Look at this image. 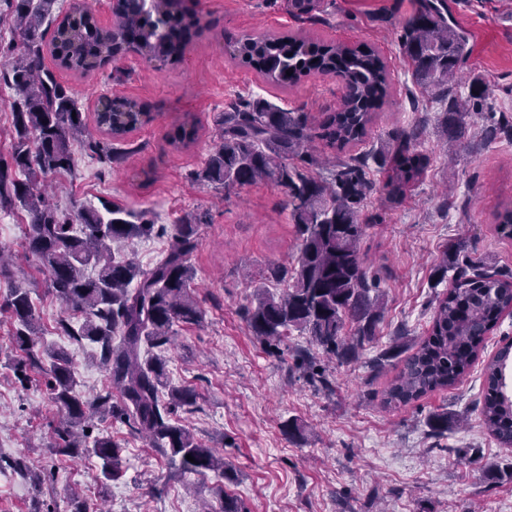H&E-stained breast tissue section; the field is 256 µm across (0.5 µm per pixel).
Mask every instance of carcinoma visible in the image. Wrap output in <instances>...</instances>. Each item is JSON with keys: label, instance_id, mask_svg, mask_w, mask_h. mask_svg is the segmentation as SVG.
Listing matches in <instances>:
<instances>
[{"label": "carcinoma", "instance_id": "obj_1", "mask_svg": "<svg viewBox=\"0 0 512 512\" xmlns=\"http://www.w3.org/2000/svg\"><path fill=\"white\" fill-rule=\"evenodd\" d=\"M8 2L23 54L0 69V79L17 94L11 112V150L0 154V211L19 207L27 212L28 248L47 274L48 288L79 320L75 328L71 318L62 319L58 330L78 342L99 345L100 364L109 381L88 399L76 391L68 360L48 352L46 391L64 411L56 428V451L94 456L100 461L102 484L119 480L120 444L104 434L87 441L94 420H111L150 439L164 455L179 460L184 471L224 475L228 464L223 455L204 446L176 418L178 410L195 404V391L170 385L161 358L140 355L143 344L169 345L174 325L202 320L187 259L196 246L198 225H177L166 256L147 270L113 246L160 234L163 228L156 227L148 211L104 202L100 210L82 206L71 213L53 204L44 186L46 176L74 169L73 144L87 133L76 92L45 66L44 54L82 76L127 53L174 65L182 62L187 46L210 21L198 10L197 0H115V21L107 29L100 26L87 0H70L58 16L59 0ZM321 2L288 0V12L311 18ZM401 45L417 84L448 102V127L460 125L462 111L449 94L468 55L466 36L426 0L405 22ZM228 53L275 87H292L311 74L333 75L343 82L340 107L316 126L300 109L260 98L239 99L219 113L216 142L195 179L225 189L263 179L286 189L291 218L302 235L298 266L290 272L272 271L276 281L289 275L293 283L279 294L260 289L256 305L246 311L247 324L254 335L276 342L298 330L325 353L353 358L375 339L381 320L359 250L368 229L360 223L358 210L371 187L367 157L336 162L329 179L312 176L304 167L318 164L313 154L317 139L340 151L364 141L390 95L387 64L371 46L350 47L300 34L247 36L229 43ZM288 70L292 75L286 74ZM152 120L146 104L104 94L98 99L95 127L110 143L88 140L85 149L99 162H114L121 157L119 145ZM198 130V121L187 114L172 124L166 140L175 150L187 149ZM419 136L416 128L396 133L383 151L373 155L386 173L384 186L394 201L403 198L427 168V157L411 149ZM493 219L500 232L512 228V203L497 209ZM450 271L452 287L435 297L429 329L402 359L400 372L384 393L388 406H405L454 387L470 373L501 316L512 309V280L478 270L462 242L446 249L436 268L441 280ZM0 311L10 321L12 339L32 363H38L39 316L29 290L10 289ZM349 322L354 324L350 337L345 333ZM511 361L509 340L483 368V422L505 448L512 447V394L506 390L503 370ZM452 425L446 412L428 420L438 438ZM188 454L195 462L186 459ZM9 468L29 477L37 490L45 481L20 459Z\"/></svg>", "mask_w": 512, "mask_h": 512}]
</instances>
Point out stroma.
<instances>
[{"label": "stroma", "instance_id": "1", "mask_svg": "<svg viewBox=\"0 0 512 512\" xmlns=\"http://www.w3.org/2000/svg\"><path fill=\"white\" fill-rule=\"evenodd\" d=\"M421 0H324L317 19H297L286 0H200L213 25L193 41L175 66L136 55L106 63L83 77L46 67L72 87L86 119L100 95H124L148 104L152 121L130 136L136 151L120 164L92 159L75 143V168L46 179L55 204L100 206L109 202L149 211L165 227L162 237L137 240L120 251L143 268L165 254L177 224L199 220L190 253L194 296L202 320L173 328L172 343L158 349L171 385L192 388L196 403L181 418L205 445L234 467L231 478L183 471L126 425L105 423L101 433L123 448L124 477L99 498L100 462L55 452L54 427L61 412L48 397L40 366L0 325V460L26 461L52 473L41 493L12 470L0 471V512H71L69 492L82 490L89 512H201L224 497L242 501L248 512H512V448L500 447L480 414L483 378L473 369L455 387L411 404L384 406L395 367L376 359L391 346L406 348L423 336L434 314V298L445 292L434 268L446 246L463 240L486 270L512 274V239L495 231L493 214L512 201V0H442L444 13L469 36L470 54L452 88L466 101L472 81L488 84L490 99L470 106L454 138H447L446 107L427 95L412 76L400 35ZM303 32L350 46L370 44L385 59L391 94L365 141L346 149L357 156L382 149L391 136L419 128L417 152L429 161L424 176L399 201L388 198L382 174L359 208L369 229L360 244L372 298L382 309L375 340L352 360H333L324 382L310 381L300 368L321 360L309 336L291 331L268 343L255 336L245 311L255 289L277 290L273 268L298 264L302 238L281 186L260 181L229 190L196 182L214 146V120L236 96L263 98L300 108L313 120L340 106L345 89L330 76L309 75L290 88L263 82L226 53L227 41L245 36ZM192 113L202 128L195 144L173 150L165 141L171 125ZM499 126L494 140L485 127ZM24 213L0 212V251L26 268V276L0 277V300L10 288L30 289L44 345L66 355L79 388L93 396L107 383L97 348L58 330L63 305L47 289L45 274L26 249ZM25 365L27 385L15 368ZM464 415L463 424L434 437L431 414ZM299 427L284 433L285 423Z\"/></svg>", "mask_w": 512, "mask_h": 512}]
</instances>
